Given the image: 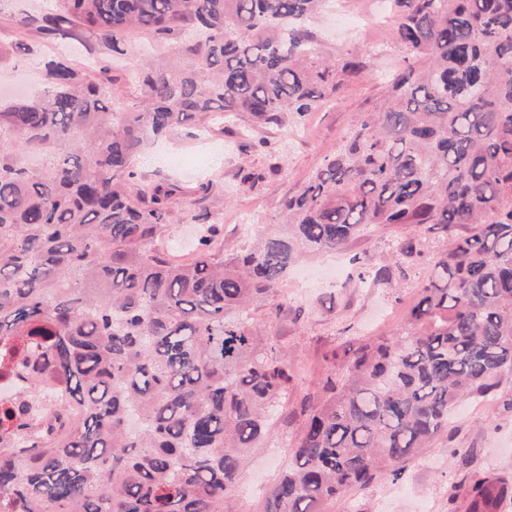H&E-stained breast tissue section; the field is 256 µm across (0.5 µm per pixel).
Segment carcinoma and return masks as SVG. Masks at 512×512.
I'll return each instance as SVG.
<instances>
[{
  "label": "carcinoma",
  "mask_w": 512,
  "mask_h": 512,
  "mask_svg": "<svg viewBox=\"0 0 512 512\" xmlns=\"http://www.w3.org/2000/svg\"><path fill=\"white\" fill-rule=\"evenodd\" d=\"M330 0H55L16 22L49 41L88 31L179 38L114 84L49 61L40 94L0 101V337L20 340L19 398L0 403V512H225L288 391V367L249 306L285 302L288 272L371 224L467 235L437 254L394 335L361 343L304 403L288 468L263 512H329L398 478L463 403L512 369V0H391L390 34L417 62L356 120L336 154L283 203L278 229L224 257L157 249L176 189L135 179L147 143L218 116L245 130L309 112L368 67L316 47ZM361 283L388 267L352 259ZM52 379L70 422L40 403ZM468 512H500L507 479H464Z\"/></svg>",
  "instance_id": "carcinoma-1"
}]
</instances>
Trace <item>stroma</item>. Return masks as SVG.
<instances>
[{
    "instance_id": "stroma-1",
    "label": "stroma",
    "mask_w": 512,
    "mask_h": 512,
    "mask_svg": "<svg viewBox=\"0 0 512 512\" xmlns=\"http://www.w3.org/2000/svg\"><path fill=\"white\" fill-rule=\"evenodd\" d=\"M388 24L381 0H336L335 8L312 22L318 49L339 57L351 48H361L371 63L368 71L310 113L303 127L263 126L245 142L230 123L213 135L195 137L182 131L148 147L136 165L138 175L155 184H179L195 198L223 199L220 241L229 251L247 244L250 237L276 224L288 195L335 154L358 117L382 100L386 74L404 63L402 50L388 36ZM125 43L127 53L110 75L124 110L130 111L141 103L136 75L143 58L167 56L177 43L158 42L137 31L128 33ZM62 52L82 70L108 55L91 34L48 41L31 28L22 48H9L0 55V87L21 77L26 81L24 94H37L45 62ZM249 172L259 174L256 184L244 183ZM191 216L183 200L175 199L172 222L162 241L164 248L183 259L192 257L199 245L198 236L186 234L193 224ZM415 236L424 243L421 256L395 253L397 240ZM449 244L446 231L440 229L372 226L338 252L308 256L299 263L303 269L336 264L343 269L337 279L322 281L280 310L266 302L254 305L255 327L268 336L274 354L291 370L293 382L267 439L253 449L239 486L227 496L228 512H262L269 490L288 465L287 445L299 436L303 400L315 395L328 375L340 372L361 339L390 335L402 325L436 254ZM355 255L371 265L405 268L407 276L396 279L391 287H359L349 265ZM453 425L454 437H438L406 464L399 480L381 478L366 489L351 491L332 503L331 512H448V490L465 469L459 456L463 448L473 451L469 466L512 479V409L494 402H471L454 416Z\"/></svg>"
}]
</instances>
